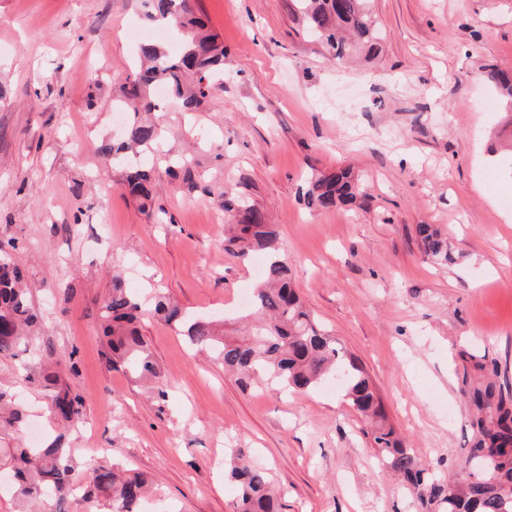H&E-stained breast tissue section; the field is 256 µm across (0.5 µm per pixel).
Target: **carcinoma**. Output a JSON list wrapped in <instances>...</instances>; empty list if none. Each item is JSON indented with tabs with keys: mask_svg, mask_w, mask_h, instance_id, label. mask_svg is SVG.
Here are the masks:
<instances>
[{
	"mask_svg": "<svg viewBox=\"0 0 512 512\" xmlns=\"http://www.w3.org/2000/svg\"><path fill=\"white\" fill-rule=\"evenodd\" d=\"M302 6L308 27L326 42L336 63H345L357 46L371 53L378 50L367 0H302ZM143 7L147 20L162 23L180 36L181 50L171 54L156 43L139 46L132 80L112 100V109L119 108L125 115L122 136L105 140L97 148L105 157L137 156L163 139L159 123L139 118L142 112L158 110V89L179 102L182 111L196 112L211 86L224 81V46L192 16L188 0H143ZM242 184V179L224 184L219 196L227 217L224 252L242 260L261 253L266 259L265 284L253 294L250 330L233 336L224 330V321L189 314L165 289L154 287L143 295L114 275L100 314L112 361L161 387L167 385L138 329L142 319L152 316L176 329L191 345L215 354L224 370L242 384L264 378L289 391H308L336 381L344 397L365 417L364 435L377 449V459L403 480L409 495L432 506L431 512H512V393L494 381L497 364L489 368L484 356H462L468 363L463 383L471 438L458 466L463 470L470 463L473 470L450 485L422 467L390 423L371 377L305 307L292 284L288 259L280 252L275 225L239 193ZM120 186L140 201L143 212L164 223L166 212L154 209L152 181L142 165H126ZM302 193L309 206L321 210L359 207L365 201L358 180L347 168L307 176ZM415 232L426 258L441 266L457 262L458 256L436 226L419 224ZM39 323L23 268L9 254L0 253V358L18 356ZM24 380L49 392L63 427L82 418L84 400L71 392L53 366L29 367ZM25 419L24 409L0 391V431L19 435ZM0 462L9 469L17 512H36L38 505L44 512H70L68 504L76 500L101 502L107 512H138L147 490L146 479L123 476L113 465L98 466L85 484H77L65 430L44 445L0 448ZM229 479L237 492V512H281L265 469L239 456L231 462Z\"/></svg>",
	"mask_w": 512,
	"mask_h": 512,
	"instance_id": "carcinoma-1",
	"label": "carcinoma"
}]
</instances>
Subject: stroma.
Returning a JSON list of instances; mask_svg holds the SVG:
<instances>
[{
    "label": "stroma",
    "instance_id": "1",
    "mask_svg": "<svg viewBox=\"0 0 512 512\" xmlns=\"http://www.w3.org/2000/svg\"><path fill=\"white\" fill-rule=\"evenodd\" d=\"M191 4L224 47V82L191 118L162 115L150 170L168 221L155 224L96 152L133 70L129 34L152 29L140 0H0V248L27 271L39 358L61 359L86 400L69 435L76 479L115 462L150 479L143 512H234L224 462L239 451L283 489L282 512H426L335 386L242 387L149 318L141 332L170 381L161 394L107 362L100 311L117 269L191 313H246L256 262L225 253L212 193L244 178L318 324L359 359L408 446L457 477L471 436L461 352L496 361L512 391V112L486 79L512 74V0H370L380 49L343 66L299 0ZM191 142L193 190L166 172ZM339 168L358 178L363 208L309 209L305 174ZM420 224L447 234L456 264L423 256ZM17 371L0 358V384L53 435L46 391Z\"/></svg>",
    "mask_w": 512,
    "mask_h": 512
}]
</instances>
